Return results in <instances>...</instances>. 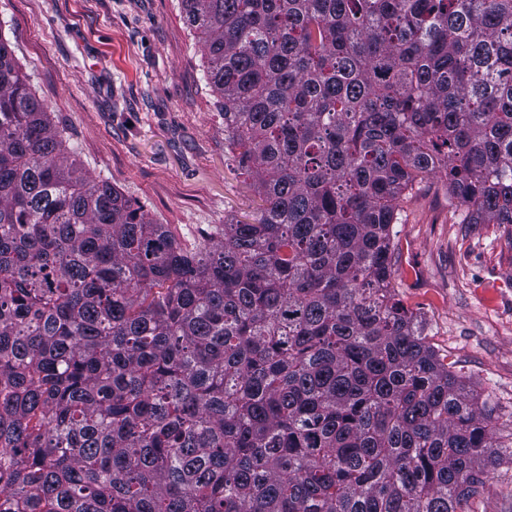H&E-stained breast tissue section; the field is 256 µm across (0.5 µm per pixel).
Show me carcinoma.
<instances>
[{
	"instance_id": "obj_1",
	"label": "carcinoma",
	"mask_w": 512,
	"mask_h": 512,
	"mask_svg": "<svg viewBox=\"0 0 512 512\" xmlns=\"http://www.w3.org/2000/svg\"><path fill=\"white\" fill-rule=\"evenodd\" d=\"M262 200L187 241L66 153L0 20V512H473L496 407L393 286L444 170L512 224V0H180Z\"/></svg>"
}]
</instances>
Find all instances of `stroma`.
Instances as JSON below:
<instances>
[{"mask_svg": "<svg viewBox=\"0 0 512 512\" xmlns=\"http://www.w3.org/2000/svg\"><path fill=\"white\" fill-rule=\"evenodd\" d=\"M18 64L66 146L180 237L260 204L224 151V115L179 0H0ZM441 175L404 201L394 283L430 343L499 408L512 439V225L468 224ZM477 512H512V466Z\"/></svg>", "mask_w": 512, "mask_h": 512, "instance_id": "35a3bbf8", "label": "stroma"}]
</instances>
